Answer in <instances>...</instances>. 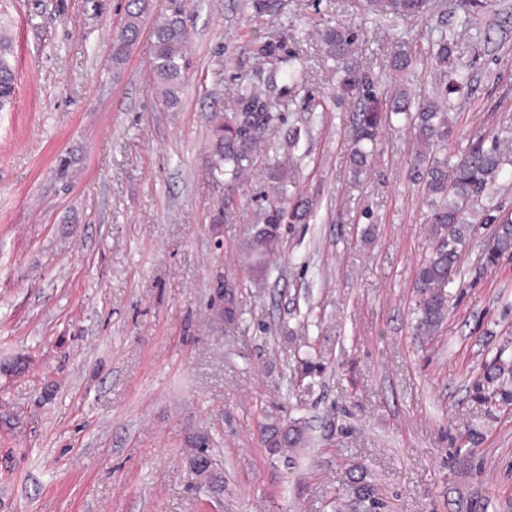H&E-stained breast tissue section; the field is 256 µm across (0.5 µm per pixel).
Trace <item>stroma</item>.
<instances>
[{
    "label": "stroma",
    "mask_w": 512,
    "mask_h": 512,
    "mask_svg": "<svg viewBox=\"0 0 512 512\" xmlns=\"http://www.w3.org/2000/svg\"><path fill=\"white\" fill-rule=\"evenodd\" d=\"M172 1L151 0L116 67L124 0H0L16 75L0 107V512H354L360 475L383 512H512V406L474 389L512 342V257L488 260L495 227L476 225L447 318L413 336L427 234L412 136L383 127L351 183L355 106L335 99L315 34L359 27L385 110L399 90H432L429 62L396 72L392 58L425 53L461 11L364 25L351 0H286L313 67L285 117L309 132L292 149L273 136L270 152L315 216L282 225L268 277L252 281L239 246L267 183L252 176L219 211L212 129L234 110L235 60L282 22L248 0H176L192 68L171 110L149 62ZM472 21L454 56L469 86L451 100V148L482 134L512 160V0H479ZM231 273L243 286L228 324L215 286ZM292 418L309 444L288 463L260 427Z\"/></svg>",
    "instance_id": "stroma-1"
}]
</instances>
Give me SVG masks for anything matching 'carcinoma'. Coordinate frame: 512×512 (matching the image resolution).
Segmentation results:
<instances>
[{"label":"carcinoma","mask_w":512,"mask_h":512,"mask_svg":"<svg viewBox=\"0 0 512 512\" xmlns=\"http://www.w3.org/2000/svg\"><path fill=\"white\" fill-rule=\"evenodd\" d=\"M363 10L381 17L420 18L446 3L434 0H357ZM252 11L260 16H286L284 0H250ZM148 0H127L125 20L113 46V60L123 62L141 34ZM153 51L150 70L161 101L169 109L181 102V91L188 78L190 61L187 49V24L181 9L174 8L153 25ZM326 57L335 61L339 87L355 92L364 107L354 115L349 147V169L358 178L370 170L377 152L380 131L392 118L409 122L413 130L415 172L424 183L423 200L427 207L426 231L428 252L418 265L414 279L411 313L416 336H433L448 315V287L458 276V258L469 242L474 225L495 223L497 228L489 242L493 256L512 254V214L493 215L483 206L492 197L504 175L505 160L495 147L486 146L485 136L472 138L465 149L440 156L437 149L456 140V123L448 112V96L461 91L468 76L452 69L453 54L459 33L446 27L436 29L428 48V57L441 67L436 91L426 96L411 111V97L395 94L391 109L383 112L371 105L375 80L368 70L349 63L358 34L350 27L325 26L319 32ZM288 26L254 42L251 57L268 69L265 79L245 81L237 89L235 110L213 130L214 160L209 171L212 183L224 187L228 199L235 189L257 169H263L271 192L263 195L264 224H281L287 219L301 224L311 216L309 200L291 202L288 165L269 154V141L284 124L281 107L291 91L304 80L303 50H286ZM15 93L13 46L9 34L0 33V106ZM280 229L264 230L257 226L241 247L244 269L251 275H267L268 260L280 247ZM505 362L496 357L483 378L476 382L484 401L498 406L512 405V383L505 378ZM265 442L280 452L304 447L308 438L301 421L264 430ZM365 512H381L385 504L377 497L372 484L360 476L349 491Z\"/></svg>","instance_id":"1"}]
</instances>
